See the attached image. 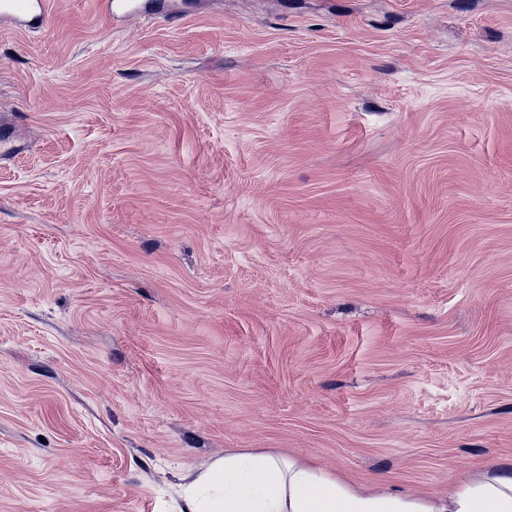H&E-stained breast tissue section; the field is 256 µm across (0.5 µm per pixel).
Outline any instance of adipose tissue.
<instances>
[{
  "instance_id": "ef3b65f1",
  "label": "adipose tissue",
  "mask_w": 512,
  "mask_h": 512,
  "mask_svg": "<svg viewBox=\"0 0 512 512\" xmlns=\"http://www.w3.org/2000/svg\"><path fill=\"white\" fill-rule=\"evenodd\" d=\"M183 501V512H512V467L468 477L447 494H400L298 458L242 451L201 470Z\"/></svg>"
}]
</instances>
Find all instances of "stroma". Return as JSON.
<instances>
[{
    "label": "stroma",
    "instance_id": "1",
    "mask_svg": "<svg viewBox=\"0 0 512 512\" xmlns=\"http://www.w3.org/2000/svg\"><path fill=\"white\" fill-rule=\"evenodd\" d=\"M193 2L0 29V512L512 464V0Z\"/></svg>",
    "mask_w": 512,
    "mask_h": 512
}]
</instances>
